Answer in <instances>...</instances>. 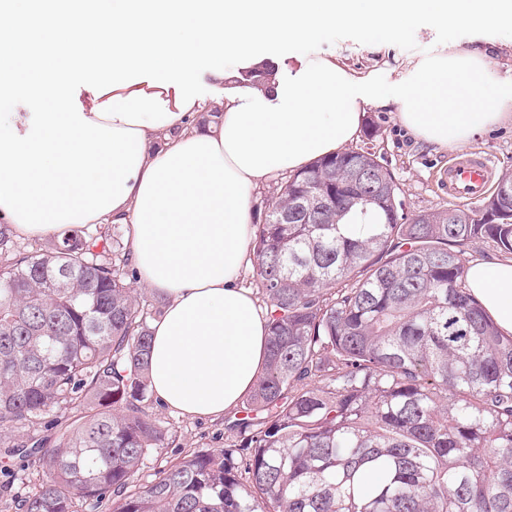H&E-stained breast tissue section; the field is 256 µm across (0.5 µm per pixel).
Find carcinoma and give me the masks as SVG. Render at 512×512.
Masks as SVG:
<instances>
[{
    "mask_svg": "<svg viewBox=\"0 0 512 512\" xmlns=\"http://www.w3.org/2000/svg\"><path fill=\"white\" fill-rule=\"evenodd\" d=\"M366 146L286 177L252 240L264 373L220 452L143 478L151 320L107 225L46 245L0 224V456L43 478L14 512H512V336L465 247L512 254V195L400 214Z\"/></svg>",
    "mask_w": 512,
    "mask_h": 512,
    "instance_id": "carcinoma-1",
    "label": "carcinoma"
}]
</instances>
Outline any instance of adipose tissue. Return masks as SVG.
Here are the masks:
<instances>
[{
  "label": "adipose tissue",
  "mask_w": 512,
  "mask_h": 512,
  "mask_svg": "<svg viewBox=\"0 0 512 512\" xmlns=\"http://www.w3.org/2000/svg\"><path fill=\"white\" fill-rule=\"evenodd\" d=\"M38 9L8 0L0 38L54 47L39 66L11 55L5 87L47 111L12 112L0 131V223L48 238L85 224H124L129 259L164 307L152 331L151 385L190 418L233 411L261 376L268 318L239 279L251 264V192L353 141L385 94L332 57L301 63L293 81L235 94L218 60L252 59L272 40L316 38L349 24L395 37L429 16L481 27L512 24V0H85ZM92 75L87 104L68 79ZM224 81L210 103L171 74ZM403 124L445 148L506 121L512 78L493 80L489 53L456 49L411 64L399 83ZM206 124L194 117L203 109ZM467 285L512 335V258L468 265Z\"/></svg>",
  "instance_id": "obj_1"
}]
</instances>
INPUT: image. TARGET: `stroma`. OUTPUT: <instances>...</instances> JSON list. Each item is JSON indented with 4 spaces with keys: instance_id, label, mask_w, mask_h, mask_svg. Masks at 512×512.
<instances>
[{
    "instance_id": "stroma-1",
    "label": "stroma",
    "mask_w": 512,
    "mask_h": 512,
    "mask_svg": "<svg viewBox=\"0 0 512 512\" xmlns=\"http://www.w3.org/2000/svg\"><path fill=\"white\" fill-rule=\"evenodd\" d=\"M489 40L495 44L490 57L492 70L502 77L512 76L511 26L477 30L466 25L444 24L433 18L418 20L391 42L382 40L380 33L367 35L345 24L328 28L315 40L270 42L263 53L278 59V76L283 81L294 77L300 60L336 55L361 73L371 74L389 89L404 76L408 62L439 55L457 44L480 48ZM400 110V103L391 98L380 107L368 109L364 121L379 129L372 147L396 179L405 216L450 206L447 193L440 187V178L454 158L481 155L489 159L496 175L512 173L511 122L487 129L466 143L442 149L407 129L399 119ZM151 413L174 439L172 447L151 455L152 466L202 448L221 450L228 443L223 420H192L159 404L152 406ZM32 470L27 459L0 458V512H8L6 500L32 490V483L24 479Z\"/></svg>"
}]
</instances>
